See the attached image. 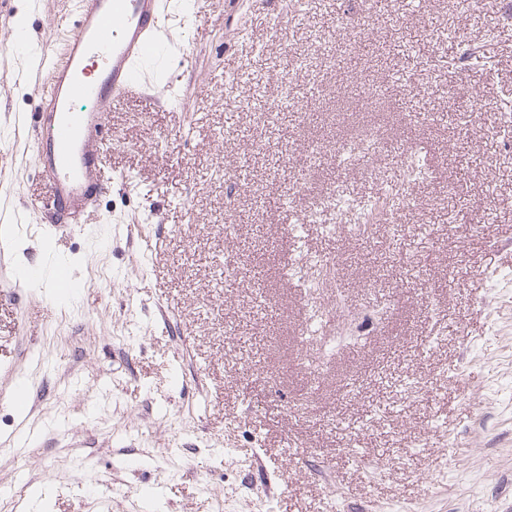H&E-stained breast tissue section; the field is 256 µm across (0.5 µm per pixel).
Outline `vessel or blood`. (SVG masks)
I'll return each instance as SVG.
<instances>
[{
	"label": "vessel or blood",
	"instance_id": "vessel-or-blood-1",
	"mask_svg": "<svg viewBox=\"0 0 512 512\" xmlns=\"http://www.w3.org/2000/svg\"><path fill=\"white\" fill-rule=\"evenodd\" d=\"M170 0H73L60 52H44L31 82L41 110L28 137L44 180L52 224L75 223L111 191L99 178L105 117L125 95L149 85V60L165 48Z\"/></svg>",
	"mask_w": 512,
	"mask_h": 512
}]
</instances>
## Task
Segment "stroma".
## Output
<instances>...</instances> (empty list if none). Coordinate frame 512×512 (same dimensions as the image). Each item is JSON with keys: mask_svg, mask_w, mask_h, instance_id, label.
Returning <instances> with one entry per match:
<instances>
[{"mask_svg": "<svg viewBox=\"0 0 512 512\" xmlns=\"http://www.w3.org/2000/svg\"><path fill=\"white\" fill-rule=\"evenodd\" d=\"M10 6L0 35L40 33L0 57V168L23 191L0 204V390L39 391L0 403L17 512H512V0H222L218 19L178 0L188 64L158 58L164 98L108 113L116 189L57 236L22 205L45 191L22 123L39 103L11 74L70 4ZM411 41L435 49L411 62ZM405 151L427 174L401 219L336 228L321 202L382 195ZM18 254L75 291L15 288ZM324 260L335 287L283 277Z\"/></svg>", "mask_w": 512, "mask_h": 512, "instance_id": "35a3bbf8", "label": "stroma"}]
</instances>
